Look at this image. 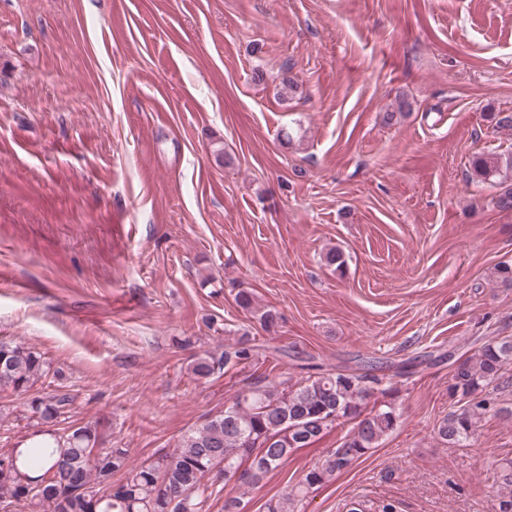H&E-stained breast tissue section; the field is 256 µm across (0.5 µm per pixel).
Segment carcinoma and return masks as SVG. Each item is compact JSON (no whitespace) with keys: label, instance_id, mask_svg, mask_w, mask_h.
I'll return each instance as SVG.
<instances>
[{"label":"carcinoma","instance_id":"cac0c4a2","mask_svg":"<svg viewBox=\"0 0 512 512\" xmlns=\"http://www.w3.org/2000/svg\"><path fill=\"white\" fill-rule=\"evenodd\" d=\"M503 164L512 168V156L502 161L480 155L472 162V174L495 177ZM235 300L241 309L258 315L264 330L278 326V312L255 306L252 293L240 290ZM259 351L245 332L224 346L220 357L197 359L191 373L209 378L229 366L252 362ZM510 369L511 336L488 340L454 362L448 390L458 408L436 427L442 442L466 445L491 412L485 391L506 386L504 375ZM50 375L59 380L57 388L38 391L37 384ZM61 380V372L51 370L44 353L0 340V392L27 398V408L16 417V426L27 430L25 445L0 451V512H179L184 503L186 512H206L210 497L220 493L208 485L209 476L257 487L295 449L311 446L337 420L355 421L342 444L309 469L295 488L264 503L265 512H297L299 501L378 447L400 418L397 389L367 369L317 372L291 387L264 376L223 413L184 434L175 447L131 466L128 449L104 445L98 424L69 422L74 397ZM378 393L387 400L370 405ZM57 424L64 425L63 433L51 430ZM494 482L505 490L501 512H512V461L498 466Z\"/></svg>","mask_w":512,"mask_h":512}]
</instances>
